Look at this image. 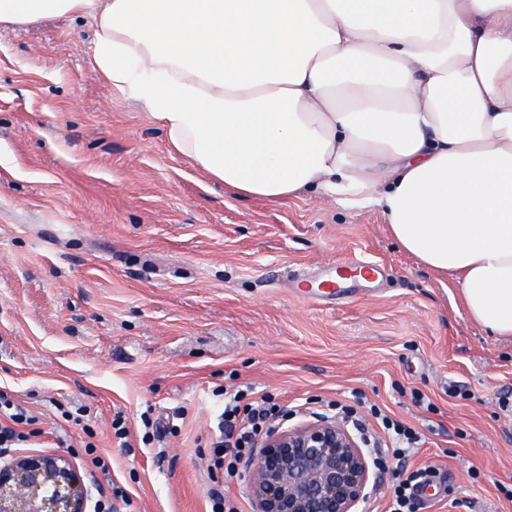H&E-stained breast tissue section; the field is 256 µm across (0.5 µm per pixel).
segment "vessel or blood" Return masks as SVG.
Wrapping results in <instances>:
<instances>
[{"instance_id": "1", "label": "vessel or blood", "mask_w": 512, "mask_h": 512, "mask_svg": "<svg viewBox=\"0 0 512 512\" xmlns=\"http://www.w3.org/2000/svg\"><path fill=\"white\" fill-rule=\"evenodd\" d=\"M382 278L378 264L354 255L321 266L319 271L313 273H299L295 277V284L301 287L315 282L323 296L337 298L352 295L360 282L376 283Z\"/></svg>"}]
</instances>
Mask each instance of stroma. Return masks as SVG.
Segmentation results:
<instances>
[{"instance_id":"obj_1","label":"stroma","mask_w":512,"mask_h":512,"mask_svg":"<svg viewBox=\"0 0 512 512\" xmlns=\"http://www.w3.org/2000/svg\"><path fill=\"white\" fill-rule=\"evenodd\" d=\"M90 60L83 20L0 27V392L36 418L18 452L68 456L113 512H211L215 418L242 382L291 426L315 401L377 405L423 434L409 465L445 478L427 512H512V340L379 210L207 180ZM351 255L387 278L343 301L290 293Z\"/></svg>"}]
</instances>
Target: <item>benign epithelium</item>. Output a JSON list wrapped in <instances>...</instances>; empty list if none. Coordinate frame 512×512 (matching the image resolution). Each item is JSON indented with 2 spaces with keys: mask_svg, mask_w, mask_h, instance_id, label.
<instances>
[{
  "mask_svg": "<svg viewBox=\"0 0 512 512\" xmlns=\"http://www.w3.org/2000/svg\"><path fill=\"white\" fill-rule=\"evenodd\" d=\"M364 433L327 417L271 428L247 465L256 512H359L374 478ZM78 468L56 454L0 465V512H86Z\"/></svg>",
  "mask_w": 512,
  "mask_h": 512,
  "instance_id": "obj_1",
  "label": "benign epithelium"
}]
</instances>
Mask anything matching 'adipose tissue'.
<instances>
[{
    "instance_id": "1",
    "label": "adipose tissue",
    "mask_w": 512,
    "mask_h": 512,
    "mask_svg": "<svg viewBox=\"0 0 512 512\" xmlns=\"http://www.w3.org/2000/svg\"><path fill=\"white\" fill-rule=\"evenodd\" d=\"M61 17L206 179L377 207L512 338V0H0V26Z\"/></svg>"
}]
</instances>
